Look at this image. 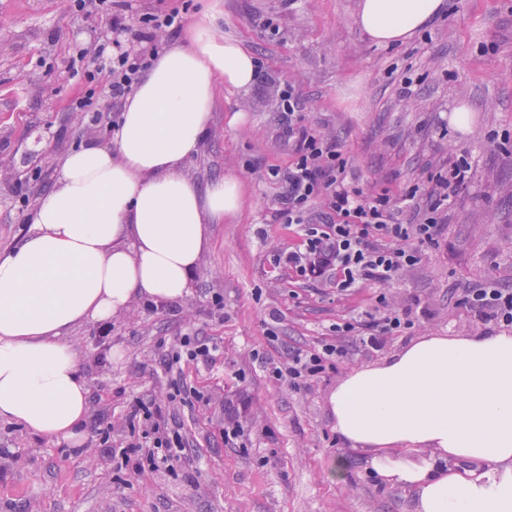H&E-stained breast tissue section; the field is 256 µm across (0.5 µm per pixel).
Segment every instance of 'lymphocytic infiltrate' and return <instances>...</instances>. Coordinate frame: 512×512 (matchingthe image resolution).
Listing matches in <instances>:
<instances>
[{
	"instance_id": "lymphocytic-infiltrate-1",
	"label": "lymphocytic infiltrate",
	"mask_w": 512,
	"mask_h": 512,
	"mask_svg": "<svg viewBox=\"0 0 512 512\" xmlns=\"http://www.w3.org/2000/svg\"><path fill=\"white\" fill-rule=\"evenodd\" d=\"M78 14L107 6L111 15L112 35L94 42L91 48L80 49L86 59V81L108 74L112 85L111 112H120L127 96L137 85L143 71L155 60L154 54L134 52L131 35L124 23L130 0H68ZM286 134L292 140L295 160L283 173L285 191L281 197L282 214L289 223L300 225L302 251L289 252V267L301 276L332 280L337 292H351L368 284H391L408 267L416 264L423 248L439 247L443 234L442 211L450 197L471 178V166L461 159L436 175V198L419 224H398L389 207V200L363 191L347 182L345 164L333 141L305 126L289 124ZM326 199L337 217L333 224H306L302 214L307 204ZM382 314L365 313L343 317L336 322V333L352 337L358 349L375 352L389 336L407 333L414 326L409 311L388 307L385 297H378ZM463 305L477 309L479 315L497 324L512 327V289L479 288L466 293ZM350 357L341 344L327 343L314 350H298L288 358L282 378L298 388L318 378L326 370L338 368ZM132 419L141 421L142 433L150 437L153 450L143 453L140 441L130 439L111 445V426L100 428L102 445L110 446L113 458L131 462L147 456L155 465L173 466L181 460L185 444L179 432L169 431L159 403H136Z\"/></svg>"
}]
</instances>
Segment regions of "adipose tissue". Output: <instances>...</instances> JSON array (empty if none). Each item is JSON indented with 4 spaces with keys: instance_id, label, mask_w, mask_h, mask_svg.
Returning <instances> with one entry per match:
<instances>
[{
    "instance_id": "adipose-tissue-1",
    "label": "adipose tissue",
    "mask_w": 512,
    "mask_h": 512,
    "mask_svg": "<svg viewBox=\"0 0 512 512\" xmlns=\"http://www.w3.org/2000/svg\"><path fill=\"white\" fill-rule=\"evenodd\" d=\"M444 0H359L378 45L407 42ZM255 61L210 12L159 52L107 143L63 155L33 228L0 256V420L80 448L89 389L74 328L190 295L210 227L243 204L234 176L184 171L217 86L248 89ZM336 432L415 512H512V336H422L345 374L328 398Z\"/></svg>"
}]
</instances>
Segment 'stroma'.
<instances>
[{"instance_id":"obj_1","label":"stroma","mask_w":512,"mask_h":512,"mask_svg":"<svg viewBox=\"0 0 512 512\" xmlns=\"http://www.w3.org/2000/svg\"><path fill=\"white\" fill-rule=\"evenodd\" d=\"M446 12L406 44L371 42L355 22L357 0H219L218 29L257 61L244 91L219 90L202 150L186 163L199 182L232 173L243 207L212 227V245L191 294L176 304L136 302L100 325L73 330L83 352L90 415L112 423V441L130 434L136 401L164 400L163 412L188 443L174 468L133 470L113 460L87 427L82 457L67 445L0 422V512H414L412 494L349 461L336 439L327 399L349 368L374 365L411 338L500 334L504 328L461 305L490 283L512 288V0H445ZM108 30L105 14L72 13L66 0H0V253L29 234L36 190H48L73 148L105 141L110 129L71 109L92 96L104 105L107 75L74 74L76 48ZM295 86L298 106L278 94ZM467 105V127L452 121ZM237 125H230L233 114ZM327 135L352 185L395 196L416 188L417 207L396 210L401 224L425 216L447 163L467 159L471 182L448 204L444 242L392 284H368L351 297L297 276L281 255L298 249L300 228L283 223L280 172L294 159L287 123ZM221 295L222 305L212 302ZM413 307L410 336L381 352H354L337 337V318L375 311L378 295ZM216 345L211 366L165 358L185 334ZM352 348L349 365L309 388L277 381L290 352L323 343ZM190 393L167 401L172 382ZM244 435L227 440L228 421Z\"/></svg>"}]
</instances>
